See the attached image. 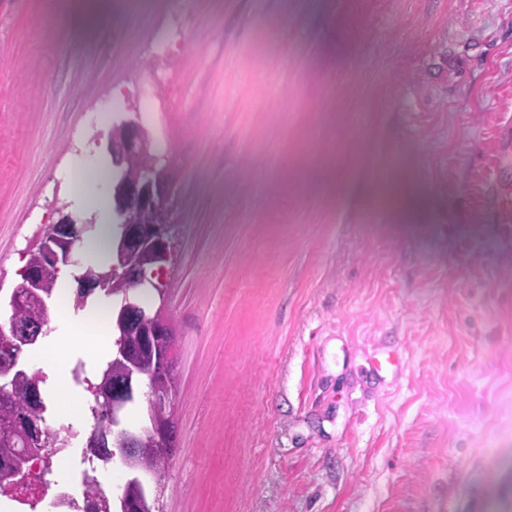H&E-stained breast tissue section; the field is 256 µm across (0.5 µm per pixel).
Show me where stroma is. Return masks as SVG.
Wrapping results in <instances>:
<instances>
[{
    "label": "stroma",
    "mask_w": 512,
    "mask_h": 512,
    "mask_svg": "<svg viewBox=\"0 0 512 512\" xmlns=\"http://www.w3.org/2000/svg\"><path fill=\"white\" fill-rule=\"evenodd\" d=\"M134 112L173 179L163 512H512V238L476 218L512 0H0V290ZM386 170L416 206L370 203Z\"/></svg>",
    "instance_id": "1"
}]
</instances>
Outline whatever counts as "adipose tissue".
<instances>
[{"mask_svg":"<svg viewBox=\"0 0 512 512\" xmlns=\"http://www.w3.org/2000/svg\"><path fill=\"white\" fill-rule=\"evenodd\" d=\"M73 285L70 271H61L54 295L53 330L31 354L30 362L44 369L53 384L50 393L53 400L51 417L79 426L84 422L81 410L83 393L68 384L70 360L78 355L93 361L108 352V319L112 303L103 300L82 315H72L68 300Z\"/></svg>","mask_w":512,"mask_h":512,"instance_id":"obj_1","label":"adipose tissue"}]
</instances>
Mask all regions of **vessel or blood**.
Returning a JSON list of instances; mask_svg holds the SVG:
<instances>
[{"mask_svg": "<svg viewBox=\"0 0 512 512\" xmlns=\"http://www.w3.org/2000/svg\"><path fill=\"white\" fill-rule=\"evenodd\" d=\"M491 166L486 178L491 187V200L478 207L481 221L500 225L505 237H512V181L501 171L512 163V120L501 122L493 133Z\"/></svg>", "mask_w": 512, "mask_h": 512, "instance_id": "vessel-or-blood-1", "label": "vessel or blood"}]
</instances>
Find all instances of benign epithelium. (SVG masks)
I'll return each instance as SVG.
<instances>
[{
    "label": "benign epithelium",
    "mask_w": 512,
    "mask_h": 512,
    "mask_svg": "<svg viewBox=\"0 0 512 512\" xmlns=\"http://www.w3.org/2000/svg\"><path fill=\"white\" fill-rule=\"evenodd\" d=\"M110 152L112 173L117 176L116 181L110 182L111 207L118 223L128 227L125 238L112 257V263L125 285H144L147 282L146 269L141 262L144 253L153 252L163 262L169 261L167 202L172 182L167 167L161 164L160 149L136 121L129 120L118 125V129L112 133ZM77 241L75 220L64 217L59 223L50 225L33 249L34 263L30 273L11 291V303L29 304L42 315L29 321H20L11 315L7 321L0 322V344L13 351L12 363L0 369V394L3 396L10 393L15 375L22 371L24 346L43 333L48 321L45 316L48 283L41 269L50 267L59 270L73 264ZM170 325L171 320L164 309L152 319L144 317L132 322L127 334L133 341L145 334L158 336ZM169 367L170 357L160 358L141 373L140 384L155 413L164 416V420H156L148 434L156 442L171 446L175 442L171 419L174 389L165 380ZM135 389L136 386L126 380L112 389V394L104 398L103 405L117 416ZM23 428L34 439L46 433L44 424L31 417L23 423L13 420L0 435L9 436ZM142 439L141 433L123 432L117 437L115 454L124 459L137 454ZM30 461L29 454H20L14 460V467L23 483L35 479L37 466L30 465Z\"/></svg>",
    "instance_id": "1"
}]
</instances>
